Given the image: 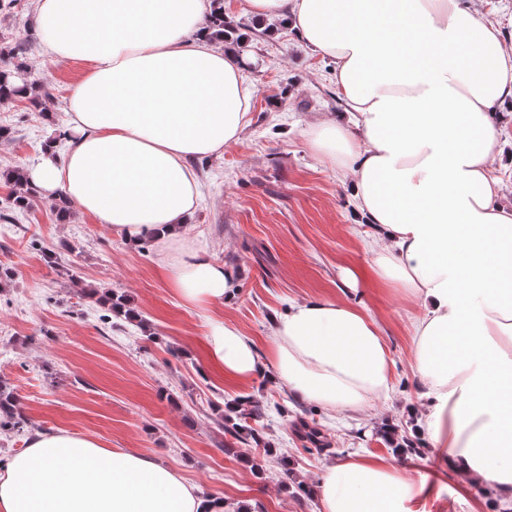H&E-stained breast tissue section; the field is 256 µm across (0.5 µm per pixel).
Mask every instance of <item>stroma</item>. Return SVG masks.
<instances>
[{
  "label": "stroma",
  "mask_w": 512,
  "mask_h": 512,
  "mask_svg": "<svg viewBox=\"0 0 512 512\" xmlns=\"http://www.w3.org/2000/svg\"><path fill=\"white\" fill-rule=\"evenodd\" d=\"M232 16L248 37L245 81L253 92L252 120L239 142L217 156L194 160L203 184L191 233L197 247L237 273V296L200 310L185 305L158 266L151 241L132 246L80 213L56 219L49 200L27 210L10 205L0 184V381L17 396L29 429L88 434L109 448L144 452L228 505L251 512H319L316 483L324 465L356 454L394 457L393 444L415 440L410 409L422 384L412 367L409 326L417 306L398 286L369 272L362 244L367 225L355 221L343 183L308 146L306 131L322 113L343 111L329 59L311 54L277 19H259L232 0ZM34 0L0 10V48L24 43L15 59L44 81L40 106L0 104V168L34 164L47 140L69 131L65 99L85 75L81 62L48 64L34 34ZM360 272L356 288L345 269ZM125 292L136 323L103 322L90 290ZM334 298L369 311L395 361V395L365 415L335 420L270 379L224 378L208 368L205 317L238 326L259 351L270 342L271 320L289 302ZM256 401L263 443L287 465L264 461L254 443L235 439L220 418L227 407ZM288 407L278 415L276 404ZM318 432L317 443L301 434ZM432 448L396 457L413 480L434 490L419 512H492V492L442 468ZM264 473L255 476L253 464Z\"/></svg>",
  "instance_id": "obj_1"
}]
</instances>
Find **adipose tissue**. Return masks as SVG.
<instances>
[{
	"label": "adipose tissue",
	"mask_w": 512,
	"mask_h": 512,
	"mask_svg": "<svg viewBox=\"0 0 512 512\" xmlns=\"http://www.w3.org/2000/svg\"><path fill=\"white\" fill-rule=\"evenodd\" d=\"M332 59L342 113L308 132L310 149L347 177L373 233L381 281L419 312L411 356L425 399L419 428L444 467L491 486L512 512V207L498 201L500 132L512 97V46L468 0H244ZM210 0H36L48 62L89 69L67 96L70 138L25 167L43 199L70 201L127 242L152 241L186 305L235 296L231 268L188 237L200 198L191 160L236 144L250 119L246 56L217 45ZM210 363L252 380L251 338L207 321ZM275 377L296 397L344 414L394 391V362L365 310L325 299L272 320ZM433 486L391 459L327 464L319 512H418ZM0 512H229L173 468L94 436L36 431L0 465Z\"/></svg>",
	"instance_id": "obj_1"
}]
</instances>
